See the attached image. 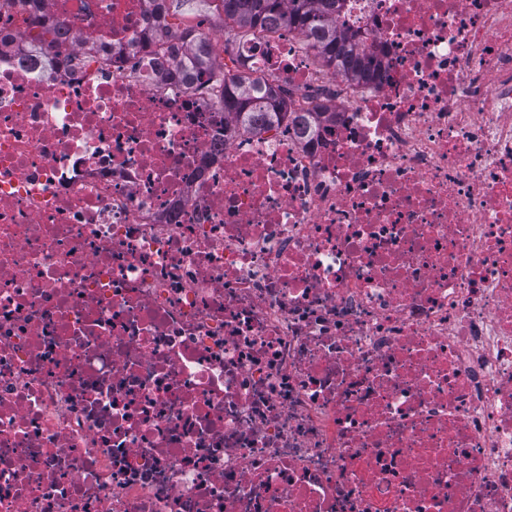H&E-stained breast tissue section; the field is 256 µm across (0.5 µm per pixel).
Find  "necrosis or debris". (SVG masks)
Here are the masks:
<instances>
[{
	"label": "necrosis or debris",
	"instance_id": "4bbe7bcc",
	"mask_svg": "<svg viewBox=\"0 0 512 512\" xmlns=\"http://www.w3.org/2000/svg\"><path fill=\"white\" fill-rule=\"evenodd\" d=\"M149 9L0 54V512H512V0H347L367 82L256 31L234 134Z\"/></svg>",
	"mask_w": 512,
	"mask_h": 512
}]
</instances>
